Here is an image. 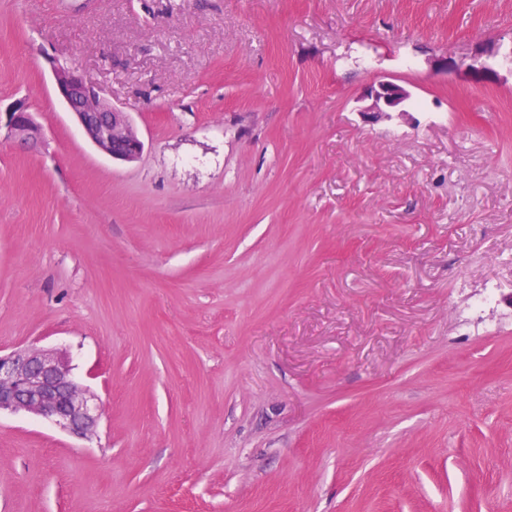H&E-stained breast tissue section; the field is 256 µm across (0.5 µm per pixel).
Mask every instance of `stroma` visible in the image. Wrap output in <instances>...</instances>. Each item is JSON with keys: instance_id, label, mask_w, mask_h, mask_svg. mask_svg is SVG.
Instances as JSON below:
<instances>
[{"instance_id": "stroma-1", "label": "stroma", "mask_w": 512, "mask_h": 512, "mask_svg": "<svg viewBox=\"0 0 512 512\" xmlns=\"http://www.w3.org/2000/svg\"><path fill=\"white\" fill-rule=\"evenodd\" d=\"M512 0H0V512H512ZM76 66L144 141L119 163ZM398 76L409 115L362 112ZM54 91L87 139L112 161L135 162L144 142L125 112L112 106L76 67L54 66ZM5 127L23 147L36 145L41 140V129L24 104H17L7 112L0 108V133ZM70 370L64 357L47 350L19 347L0 354V415L25 412L49 419L75 437L91 438L100 413Z\"/></svg>"}]
</instances>
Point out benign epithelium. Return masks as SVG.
I'll use <instances>...</instances> for the list:
<instances>
[{
    "mask_svg": "<svg viewBox=\"0 0 512 512\" xmlns=\"http://www.w3.org/2000/svg\"><path fill=\"white\" fill-rule=\"evenodd\" d=\"M52 74L56 95L98 151L114 161L140 158L144 142L127 115L106 102L78 68L55 66ZM366 98L371 103L361 112L377 117L386 112L408 113L413 95L398 80L384 77L370 86ZM1 127L23 147L41 140L39 125L21 103L0 111ZM91 400L72 378L64 357L30 347L0 354V413L25 412L49 419L71 435L87 439L95 435L100 422Z\"/></svg>",
    "mask_w": 512,
    "mask_h": 512,
    "instance_id": "1",
    "label": "benign epithelium"
}]
</instances>
